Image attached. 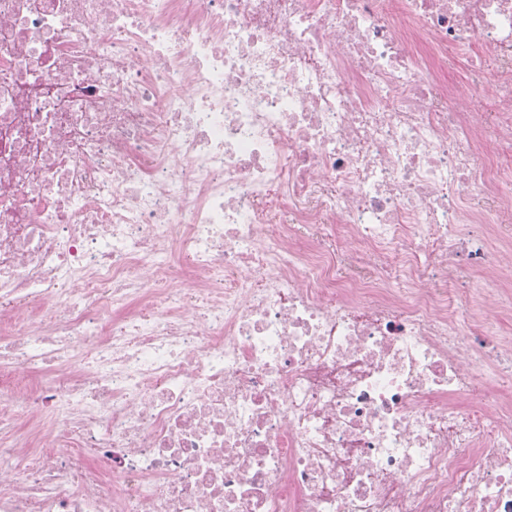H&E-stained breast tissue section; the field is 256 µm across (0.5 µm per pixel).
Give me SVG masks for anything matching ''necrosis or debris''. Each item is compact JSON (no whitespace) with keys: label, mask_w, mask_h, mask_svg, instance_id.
<instances>
[{"label":"necrosis or debris","mask_w":512,"mask_h":512,"mask_svg":"<svg viewBox=\"0 0 512 512\" xmlns=\"http://www.w3.org/2000/svg\"><path fill=\"white\" fill-rule=\"evenodd\" d=\"M512 0H0V512H512Z\"/></svg>","instance_id":"necrosis-or-debris-1"}]
</instances>
